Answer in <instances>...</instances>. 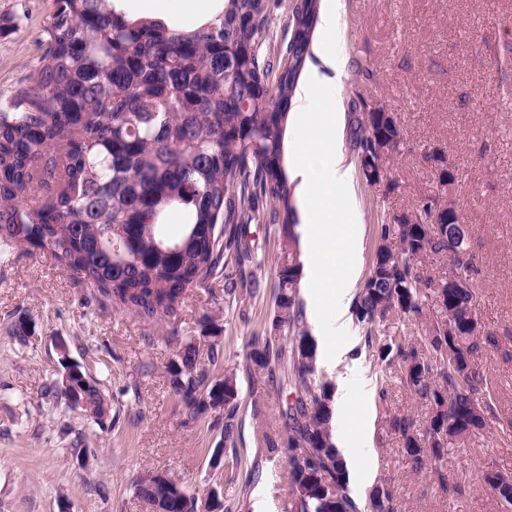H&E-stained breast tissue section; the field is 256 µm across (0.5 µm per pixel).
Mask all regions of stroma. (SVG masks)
<instances>
[{
	"mask_svg": "<svg viewBox=\"0 0 512 512\" xmlns=\"http://www.w3.org/2000/svg\"><path fill=\"white\" fill-rule=\"evenodd\" d=\"M340 32L346 66L336 91L342 108L355 95L395 112L404 133L391 179L368 185L354 176L356 212L340 219L362 235L360 272H367L377 224L412 214L436 186L425 155L443 151L455 166L456 206L471 228L479 288L474 314L495 344L478 358L487 378L485 429L442 461L448 486L430 473L407 469L402 444L390 432L396 414L424 422L428 409L401 382L397 366L376 350L355 351L377 392L355 399L352 429L369 428L367 450L376 468L362 493L378 485L393 493L401 512H506L483 488L485 471L512 475V0H342ZM134 16L163 17L193 26L188 0H126ZM54 0H0V102L35 73L43 30ZM266 242L255 299L225 312L223 292L191 291L173 325L221 331L224 360L213 372L246 385V345L270 309L275 225L255 224ZM90 291L49 255L16 249L0 256V512H144L137 477L163 472L207 494L216 490L222 512H289L288 457L262 447L264 433L282 431L284 396L239 402L236 449L219 431L188 421L170 387L166 364L176 345L156 327L88 300ZM31 328L27 341L13 329ZM172 325V326H173ZM72 361L101 382L118 424L97 423L69 410L46 389L62 383L58 343ZM94 449L84 458L74 446ZM223 465H212L215 449ZM242 464L233 467V454Z\"/></svg>",
	"mask_w": 512,
	"mask_h": 512,
	"instance_id": "stroma-1",
	"label": "stroma"
}]
</instances>
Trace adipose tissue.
<instances>
[{
    "instance_id": "ef3b65f1",
    "label": "adipose tissue",
    "mask_w": 512,
    "mask_h": 512,
    "mask_svg": "<svg viewBox=\"0 0 512 512\" xmlns=\"http://www.w3.org/2000/svg\"><path fill=\"white\" fill-rule=\"evenodd\" d=\"M328 84L325 74L315 68L306 69L298 84L292 107L297 130L293 177L309 200L302 212V242L310 270L307 297L314 303L328 294L336 306L333 320L320 323L318 333L349 336L354 325L352 306L361 237L354 231L344 241L336 239V211L350 208L353 190L343 153V114L319 109ZM350 352L347 345L336 350V361L343 364L345 370L338 378L334 399V442L349 472L356 476L372 470L375 462L362 453L369 442L368 436L351 440L345 435L349 403L357 391L366 398H373L375 386L360 368L349 364Z\"/></svg>"
}]
</instances>
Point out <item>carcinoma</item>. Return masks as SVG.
I'll return each instance as SVG.
<instances>
[{
  "mask_svg": "<svg viewBox=\"0 0 512 512\" xmlns=\"http://www.w3.org/2000/svg\"><path fill=\"white\" fill-rule=\"evenodd\" d=\"M319 2L295 0L288 39L265 56L261 32L279 0H225L213 22L191 31L129 19L114 0H55L33 80L0 106V253L32 245L75 273L91 299L161 324L197 288L223 283L229 311L255 295L247 268L260 246L249 226L277 225L273 304L245 354L248 396L257 404L287 391L285 434L266 433L263 444L288 449L290 512H358L333 442L334 384L317 365L299 295L302 262L283 165ZM366 108L362 97L352 101L350 145L365 156L381 140L393 143L382 161L388 174L403 133L394 114ZM425 159L446 167L437 190L415 217L377 225L352 308L367 347L383 361L400 359L403 385L428 407L422 425L407 415L389 419L413 473L438 465L486 427L487 382L476 360L493 344L492 336L474 334L469 225L456 211H439L455 169L441 152ZM431 256L450 258L468 286L425 274ZM406 317L421 323L418 347H406L397 330ZM220 358L219 333L190 334L167 369L188 421L224 427V444L232 446L240 390L233 373L211 380ZM61 364L70 381L60 390L67 407L98 423L108 418L98 380L65 353ZM175 485L147 474L136 491L163 509ZM484 485L512 505V483L499 472L485 474ZM369 501L373 512H399L387 487H374Z\"/></svg>",
  "mask_w": 512,
  "mask_h": 512,
  "instance_id": "cac0c4a2",
  "label": "carcinoma"
}]
</instances>
